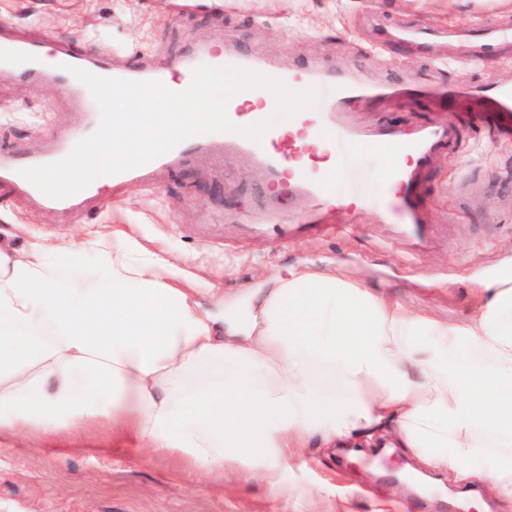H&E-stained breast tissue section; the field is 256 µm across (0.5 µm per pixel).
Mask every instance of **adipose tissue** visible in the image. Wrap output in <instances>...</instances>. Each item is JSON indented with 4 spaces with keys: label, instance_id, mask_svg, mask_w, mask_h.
I'll use <instances>...</instances> for the list:
<instances>
[{
    "label": "adipose tissue",
    "instance_id": "1",
    "mask_svg": "<svg viewBox=\"0 0 512 512\" xmlns=\"http://www.w3.org/2000/svg\"><path fill=\"white\" fill-rule=\"evenodd\" d=\"M448 324L303 265L243 317L160 244L122 229L24 247L0 239V436L106 426L121 450L232 468L287 495L298 449L392 428L422 469L512 501V269Z\"/></svg>",
    "mask_w": 512,
    "mask_h": 512
}]
</instances>
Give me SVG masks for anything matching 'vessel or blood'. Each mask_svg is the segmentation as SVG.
<instances>
[{
  "label": "vessel or blood",
  "mask_w": 512,
  "mask_h": 512,
  "mask_svg": "<svg viewBox=\"0 0 512 512\" xmlns=\"http://www.w3.org/2000/svg\"><path fill=\"white\" fill-rule=\"evenodd\" d=\"M448 36L469 44L477 55L493 56L500 53L505 42L512 40V26L486 21L449 31ZM51 43L52 38L48 35L22 37L0 31V70L36 85L47 80L54 82L65 99L82 113L83 121L78 127L62 133L45 152L29 154L1 150L0 200L24 196L58 212L92 209L99 204L101 183L94 181L75 195L52 199L20 174L21 169L63 159L99 124L100 110L88 88L72 75V68L103 78L158 82L171 91L180 92L189 86L192 71L197 66L236 65L263 70L265 75L283 80L294 90L316 86L319 90L318 103L302 118L309 130L308 136L274 126L258 143L233 133L191 137L142 166L107 176L105 182L115 189L130 183H144L164 169L179 166L191 154L223 148L233 156L247 155L266 187L307 202L305 211L293 216L286 224L274 211L257 217L245 214V221L255 220L262 226L277 225L284 237L322 235L329 231L336 215V199L342 196L349 201L345 222H356L361 214L370 213L378 223L391 225L395 236L414 248L426 247L432 241L436 230L433 225L422 221L424 202L417 194V175L433 153L452 147L454 128L429 125L409 141L403 140L398 129L389 126L362 134L342 120L341 114L357 99L374 94V87L347 74L323 69L315 63L280 70L260 65L257 59L242 50L207 47L186 57L178 73L174 74L166 64L138 52L126 53L124 63L116 66L104 54L78 53L61 43L56 45L54 62L49 65L44 57ZM465 98L485 102L496 117L511 113L512 81L504 80L447 94L452 104ZM227 114L238 126L251 125L265 118L264 113L248 111L246 104L237 96L229 101ZM363 141L370 142L397 160L396 165L385 173L383 192L374 190L372 174L359 163L355 154L357 144Z\"/></svg>",
  "instance_id": "1"
}]
</instances>
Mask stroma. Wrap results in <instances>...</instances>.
I'll use <instances>...</instances> for the list:
<instances>
[{"instance_id": "35a3bbf8", "label": "stroma", "mask_w": 512, "mask_h": 512, "mask_svg": "<svg viewBox=\"0 0 512 512\" xmlns=\"http://www.w3.org/2000/svg\"><path fill=\"white\" fill-rule=\"evenodd\" d=\"M206 8L185 0H0V28L49 32L76 50L141 51L176 66L203 46L240 47L285 68L319 59L370 84L391 82L398 71L427 87H469L512 79V46L501 55L464 64L470 47L441 37L424 45L393 42L372 51L389 24L460 26L480 18L510 17L512 6L492 0H209ZM439 57L452 64L440 70ZM471 100L449 107L419 99L400 108L388 97L363 98L345 118L372 129L397 127L411 136L425 124L457 123L459 146L440 152L419 177L426 223L441 237L415 264L391 227L370 217L349 233L272 242L245 231L234 216L257 203L248 157L227 159L222 150L191 158L153 184L103 187L107 201L86 214L63 216L24 199L0 204V225L21 224L13 241L54 236H93L119 225L138 241L161 243L178 255L182 270L225 299L258 287L280 269L304 264L336 270L428 318L448 323L474 317L485 280L512 267V142L492 130L458 123L457 112L480 111ZM80 115L54 85H28L0 72V149L45 150L56 133ZM107 429L75 433L71 444L51 439H0V512H376L379 499L408 505V512H512L480 489L482 507L470 506L447 477L437 499L418 497L399 482L416 459L403 448L388 450L352 440L351 451L303 449L289 482L302 494L274 496L256 479L228 472H196L164 453L107 454ZM322 496L307 495L313 485Z\"/></svg>"}]
</instances>
